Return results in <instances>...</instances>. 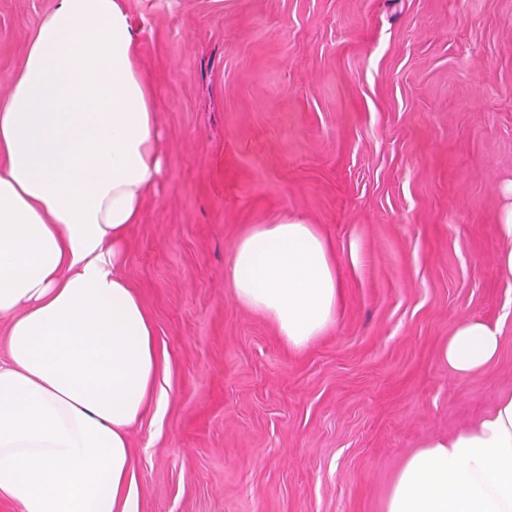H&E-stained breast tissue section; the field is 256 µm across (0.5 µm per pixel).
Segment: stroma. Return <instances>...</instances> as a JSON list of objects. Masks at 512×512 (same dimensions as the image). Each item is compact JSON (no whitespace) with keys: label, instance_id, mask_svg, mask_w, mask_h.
<instances>
[{"label":"stroma","instance_id":"35a3bbf8","mask_svg":"<svg viewBox=\"0 0 512 512\" xmlns=\"http://www.w3.org/2000/svg\"><path fill=\"white\" fill-rule=\"evenodd\" d=\"M56 0H0V99ZM165 172L123 274L168 393L129 429L132 512H384L404 460L512 392V0H123ZM331 246L302 350L227 284L247 229ZM499 329L461 377L454 327ZM498 228L506 244L505 249L498 256L499 270L505 277L512 280V208L503 212ZM499 348L497 331L478 319L459 322L448 338L441 357L461 377L483 370L496 356Z\"/></svg>","mask_w":512,"mask_h":512}]
</instances>
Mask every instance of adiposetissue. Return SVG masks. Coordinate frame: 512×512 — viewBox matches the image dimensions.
Masks as SVG:
<instances>
[{"mask_svg":"<svg viewBox=\"0 0 512 512\" xmlns=\"http://www.w3.org/2000/svg\"><path fill=\"white\" fill-rule=\"evenodd\" d=\"M135 46L122 0H57L0 102V497L18 512H130L127 430L167 398L153 324L121 273L164 172ZM228 284L298 350L336 318V264L300 220L240 237ZM498 348L468 319L441 356L466 377ZM385 512H512V394L409 456Z\"/></svg>","mask_w":512,"mask_h":512,"instance_id":"obj_1","label":"adipose tissue"}]
</instances>
